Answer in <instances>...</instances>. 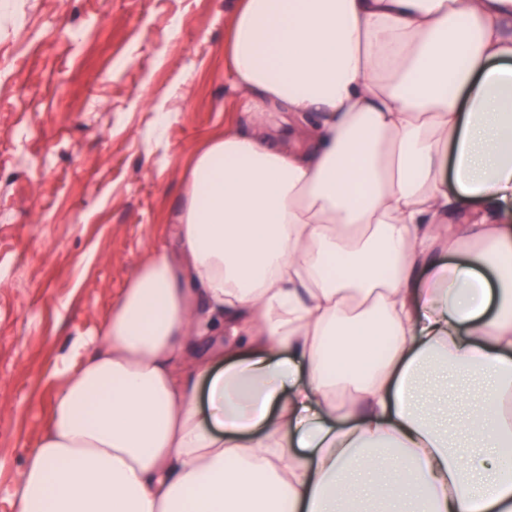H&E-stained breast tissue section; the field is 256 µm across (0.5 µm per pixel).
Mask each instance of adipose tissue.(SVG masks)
<instances>
[{"label": "adipose tissue", "mask_w": 512, "mask_h": 512, "mask_svg": "<svg viewBox=\"0 0 512 512\" xmlns=\"http://www.w3.org/2000/svg\"><path fill=\"white\" fill-rule=\"evenodd\" d=\"M511 22L237 0L250 126L195 153L178 252L73 343L15 512H358L375 483L391 512H512ZM450 379L482 393L436 404Z\"/></svg>", "instance_id": "adipose-tissue-1"}]
</instances>
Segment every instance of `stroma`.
I'll return each instance as SVG.
<instances>
[{
  "instance_id": "stroma-1",
  "label": "stroma",
  "mask_w": 512,
  "mask_h": 512,
  "mask_svg": "<svg viewBox=\"0 0 512 512\" xmlns=\"http://www.w3.org/2000/svg\"><path fill=\"white\" fill-rule=\"evenodd\" d=\"M234 8L0 0V512L73 340L98 335L137 268L175 248L194 153L241 117L224 55Z\"/></svg>"
}]
</instances>
